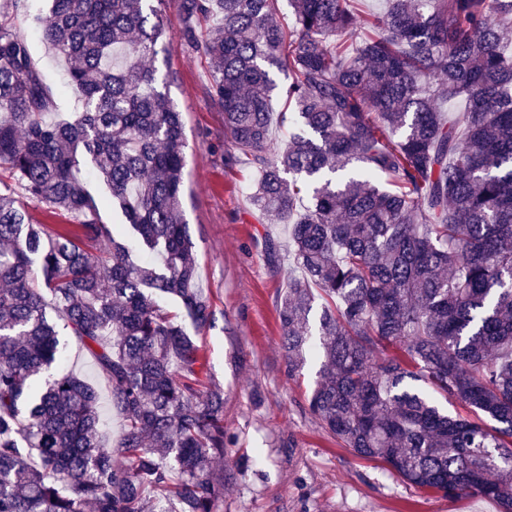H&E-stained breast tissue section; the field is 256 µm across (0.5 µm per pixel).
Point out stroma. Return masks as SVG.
I'll return each mask as SVG.
<instances>
[{
	"label": "stroma",
	"mask_w": 512,
	"mask_h": 512,
	"mask_svg": "<svg viewBox=\"0 0 512 512\" xmlns=\"http://www.w3.org/2000/svg\"><path fill=\"white\" fill-rule=\"evenodd\" d=\"M28 40L56 108L74 112L63 90V63L45 51L28 12L0 0V19ZM167 38L155 65L163 90L181 112L187 142L182 213L196 264L212 304L210 323L196 332L205 373L224 391V456L213 467L224 479L217 512H498L496 503L452 500L404 482L380 462L339 445L308 406L318 362L288 375L277 303L288 255L268 258L264 240H288V228L250 201L252 170L224 133V114L210 91V65L180 38L176 0L163 8Z\"/></svg>",
	"instance_id": "1"
}]
</instances>
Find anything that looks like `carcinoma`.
Returning <instances> with one entry per match:
<instances>
[{"label":"carcinoma","mask_w":512,"mask_h":512,"mask_svg":"<svg viewBox=\"0 0 512 512\" xmlns=\"http://www.w3.org/2000/svg\"><path fill=\"white\" fill-rule=\"evenodd\" d=\"M164 2L50 0L33 15L50 54L74 61L81 112L66 121L45 119L54 100L30 47L0 23V512H215L224 495V391L182 322L212 317L181 211L186 140L150 64ZM278 2L179 8L253 168L252 204L288 223V373L320 359L309 409L358 456L512 512V0H288L290 31ZM272 68L292 108L275 119ZM447 99L460 118L436 107ZM83 158L139 247L100 222ZM17 191L73 228L30 223ZM59 320L106 380L115 449L92 384L36 381L62 360Z\"/></svg>","instance_id":"1"}]
</instances>
